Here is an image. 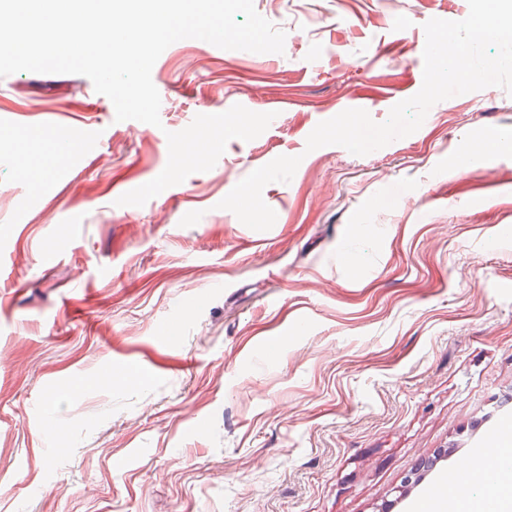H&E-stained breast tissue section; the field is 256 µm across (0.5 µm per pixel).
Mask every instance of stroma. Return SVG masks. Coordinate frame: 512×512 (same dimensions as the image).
I'll return each instance as SVG.
<instances>
[{
    "label": "stroma",
    "instance_id": "obj_1",
    "mask_svg": "<svg viewBox=\"0 0 512 512\" xmlns=\"http://www.w3.org/2000/svg\"><path fill=\"white\" fill-rule=\"evenodd\" d=\"M254 5L284 52L173 43L157 127L82 75L0 78V512H413L512 422V96L441 101L365 156L305 149L415 95L424 23L467 0ZM236 104L275 118L117 205L167 132ZM32 129L68 155L37 183L13 140ZM281 155L302 161L263 190L271 229L219 208Z\"/></svg>",
    "mask_w": 512,
    "mask_h": 512
}]
</instances>
